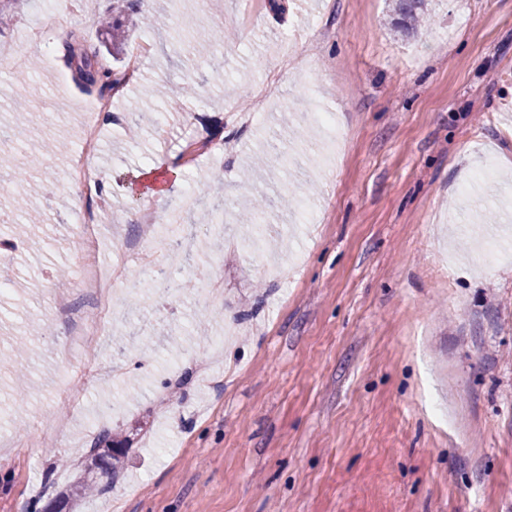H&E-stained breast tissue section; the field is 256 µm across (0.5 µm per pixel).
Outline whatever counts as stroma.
<instances>
[{
    "mask_svg": "<svg viewBox=\"0 0 512 512\" xmlns=\"http://www.w3.org/2000/svg\"><path fill=\"white\" fill-rule=\"evenodd\" d=\"M165 11V27L130 30L108 53L110 0L87 14L58 0L54 26L15 75L0 60V228L21 209L47 218L20 233L0 295V512L49 504L89 464L75 445L102 431L124 439L126 464L108 493L73 512H512V225L495 205L512 194V0H428L427 21L408 36L390 0H138L137 16ZM42 0L0 12V42L16 41ZM328 34L313 37L314 22ZM236 31L222 70L193 46L199 32ZM151 53L112 94L92 163L114 187L86 198L65 185L84 135L76 104L102 96L82 87L76 58L127 70L140 42ZM191 77L192 98L160 103L161 125L140 141L123 130L131 101L158 84ZM263 93L257 124L239 115ZM335 114L332 137L295 133L290 104ZM43 113L22 125L15 105ZM281 138L251 182L240 175L267 140ZM213 146L194 159L189 142ZM172 167L165 205L205 185L238 209L255 191L269 198L255 248H236L208 225L200 199L182 226V287L153 291L156 273L128 257L101 373L63 359L67 327L55 289L74 286L81 258L73 214L110 220L114 242L134 238L154 205L139 177ZM26 171L37 192L20 197ZM289 185L297 203L281 205ZM287 265L276 283L262 261ZM224 350L194 345L197 324ZM216 356L209 378L189 360ZM123 359L126 373L109 372ZM82 395L64 437L40 435L43 412Z\"/></svg>",
    "mask_w": 512,
    "mask_h": 512,
    "instance_id": "stroma-1",
    "label": "stroma"
}]
</instances>
